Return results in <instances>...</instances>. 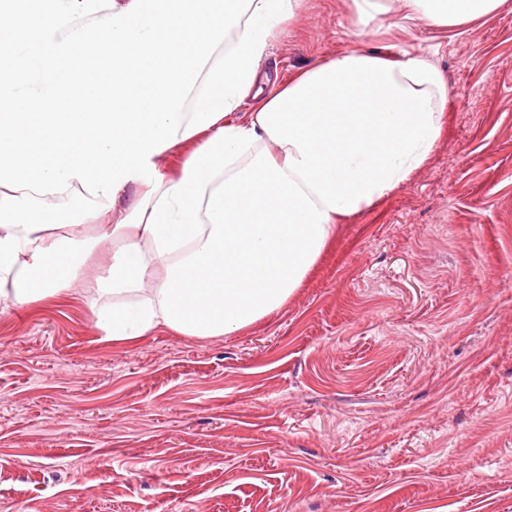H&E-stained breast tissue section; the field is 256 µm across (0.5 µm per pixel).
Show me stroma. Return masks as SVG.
<instances>
[{
    "label": "stroma",
    "mask_w": 512,
    "mask_h": 512,
    "mask_svg": "<svg viewBox=\"0 0 512 512\" xmlns=\"http://www.w3.org/2000/svg\"><path fill=\"white\" fill-rule=\"evenodd\" d=\"M311 0L262 66L342 53ZM451 105L425 168L248 329L103 338L0 305V512H512V0L410 28Z\"/></svg>",
    "instance_id": "1"
}]
</instances>
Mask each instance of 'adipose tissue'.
Wrapping results in <instances>:
<instances>
[{"instance_id": "ef3b65f1", "label": "adipose tissue", "mask_w": 512, "mask_h": 512, "mask_svg": "<svg viewBox=\"0 0 512 512\" xmlns=\"http://www.w3.org/2000/svg\"><path fill=\"white\" fill-rule=\"evenodd\" d=\"M505 3L343 0L352 33L373 40ZM309 8L0 0V301L58 297L108 248L83 298L109 340L227 336L283 308L338 224L426 165L450 102L432 52L398 44L262 70ZM89 82L93 94L72 96ZM77 192L84 209L49 223Z\"/></svg>"}]
</instances>
